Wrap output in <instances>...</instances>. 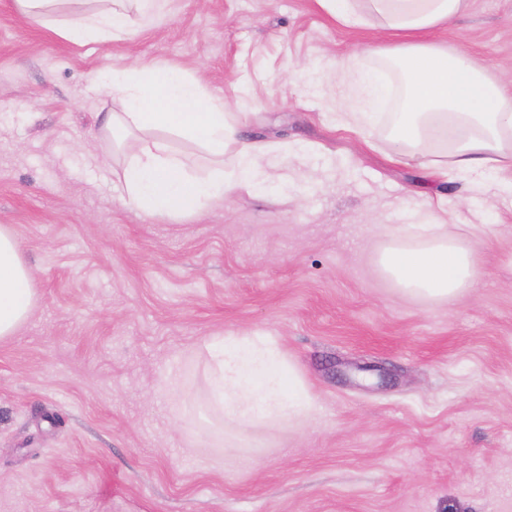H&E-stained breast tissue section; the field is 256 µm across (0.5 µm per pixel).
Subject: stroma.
Returning <instances> with one entry per match:
<instances>
[{
    "label": "stroma",
    "instance_id": "35a3bbf8",
    "mask_svg": "<svg viewBox=\"0 0 512 512\" xmlns=\"http://www.w3.org/2000/svg\"><path fill=\"white\" fill-rule=\"evenodd\" d=\"M377 34L316 0H164L134 33L79 44L0 0V226L33 272L0 341V512H512V195L395 161L337 59ZM429 42L512 80V0H470ZM172 64L274 144L268 186L172 219L123 204L99 134L106 67ZM487 224L452 303L405 293L376 258L390 225ZM275 337L314 410L214 415L197 347Z\"/></svg>",
    "mask_w": 512,
    "mask_h": 512
}]
</instances>
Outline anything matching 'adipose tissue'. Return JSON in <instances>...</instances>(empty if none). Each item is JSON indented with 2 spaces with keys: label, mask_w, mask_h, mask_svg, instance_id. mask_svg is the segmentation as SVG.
I'll return each instance as SVG.
<instances>
[{
  "label": "adipose tissue",
  "mask_w": 512,
  "mask_h": 512,
  "mask_svg": "<svg viewBox=\"0 0 512 512\" xmlns=\"http://www.w3.org/2000/svg\"><path fill=\"white\" fill-rule=\"evenodd\" d=\"M20 13L74 42L118 40L133 33L154 9L155 0H15ZM345 26L373 20L395 37L376 43L371 55L395 70L402 96L391 127L393 142L407 149L424 169L454 171L490 179L495 192H512L499 174L512 172V83L494 78L487 65L464 49L449 50L423 41L422 33L462 17L469 0H317ZM345 87L353 126L371 123L384 106L383 75L366 73L358 54L336 63ZM102 84L120 111L110 113L107 134L136 135L139 149L118 180L123 201L147 215L173 219L221 202L241 188L266 180L257 168L264 147L239 138L237 113L223 97L209 93L181 69L159 63L103 70ZM168 132L201 146L214 168L205 177L191 173L169 145ZM237 146L233 170L224 168L226 144ZM486 232L474 224L469 235L439 232L437 225L389 228L378 255L381 272L397 288L435 301H452L472 287L479 266L470 237ZM32 273L17 235L0 226V340L15 336L33 305ZM210 359L209 399L226 417L255 425L305 419L310 396L270 336H212L201 344Z\"/></svg>",
  "instance_id": "adipose-tissue-1"
}]
</instances>
